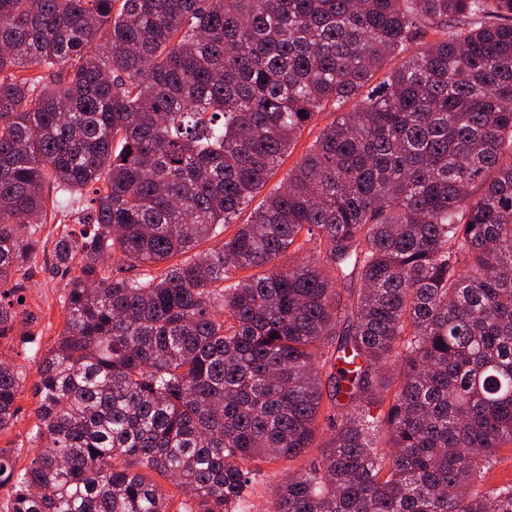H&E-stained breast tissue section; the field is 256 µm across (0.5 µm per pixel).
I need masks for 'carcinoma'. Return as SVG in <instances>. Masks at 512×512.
Returning a JSON list of instances; mask_svg holds the SVG:
<instances>
[{"instance_id":"cac0c4a2","label":"carcinoma","mask_w":512,"mask_h":512,"mask_svg":"<svg viewBox=\"0 0 512 512\" xmlns=\"http://www.w3.org/2000/svg\"><path fill=\"white\" fill-rule=\"evenodd\" d=\"M49 201L82 228L0 512H169L143 468L237 512L324 422L266 512H512V0H0V340ZM354 101L348 102L340 109H336V105H327L323 112H319L315 115L313 120L306 126L300 137L297 139L295 144L291 147L287 154H285L279 166L273 172V175L267 182L266 186L259 192L252 202L244 208L233 220L231 224L224 228V233L219 237H231L234 232L238 229L240 224H244L252 212V210L259 205L265 195L276 185L281 178H283L289 169L293 168L301 157L309 149L319 132L327 124L333 122L339 115V112H348L351 110ZM330 434L331 430L325 427L323 431L317 434L313 448H307L304 455L293 462L279 461L261 464L263 475L253 485L250 495L242 501L240 505L241 512H266L274 488L285 477L288 465L290 468H299L307 462L315 460L320 454V447L323 446ZM489 484L503 485L512 481V450L505 448L501 452V460L489 473Z\"/></svg>"}]
</instances>
